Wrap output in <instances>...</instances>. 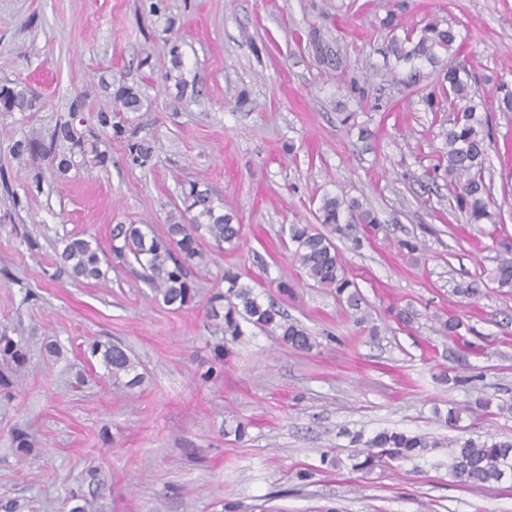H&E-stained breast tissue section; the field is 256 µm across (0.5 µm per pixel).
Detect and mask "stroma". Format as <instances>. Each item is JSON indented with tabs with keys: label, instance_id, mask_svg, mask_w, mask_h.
I'll return each mask as SVG.
<instances>
[{
	"label": "stroma",
	"instance_id": "obj_1",
	"mask_svg": "<svg viewBox=\"0 0 512 512\" xmlns=\"http://www.w3.org/2000/svg\"><path fill=\"white\" fill-rule=\"evenodd\" d=\"M0 0V84L28 87L34 112H0V332L27 363L0 386V505L69 512L82 487L96 512H512V480L473 487L448 462L459 438L512 437V290L485 281L460 301L459 281L492 270L512 246V112H493L486 178L501 219L468 223L445 183L426 172L441 156L449 112L427 111L399 84L408 67L389 54L388 10L409 28L454 22L482 94L512 88V0ZM326 24L349 63L346 79L320 71L306 44ZM180 46L197 94L177 97L161 70L166 39ZM150 65H141L143 57ZM138 88L143 108L117 119L155 143L132 165L113 140L105 166L27 185L40 157L16 159L84 95L95 127L108 101L101 76ZM385 84L390 98L354 96L348 80ZM353 123H346V116ZM210 187L236 213L242 245L205 240L197 297L174 312L152 300L139 266L113 264L105 281L55 277V247L91 235L110 250L117 223L163 226L181 190ZM346 194L373 208L375 227L335 236L369 317L355 324L330 292L293 265L289 225L315 221L319 200ZM420 249L407 253L399 241ZM249 274L313 337L294 351L251 324L226 336L206 316L225 268ZM289 291H282L281 282ZM412 315L403 324L400 312ZM458 317L456 335L441 323ZM122 344L143 373L113 385L85 343ZM59 346L58 354L46 350ZM489 399L486 408L473 401ZM460 411L457 428L445 423ZM247 434L235 439L237 422ZM422 434L434 448L355 469L351 438L382 430ZM30 446L18 452L16 436Z\"/></svg>",
	"mask_w": 512,
	"mask_h": 512
}]
</instances>
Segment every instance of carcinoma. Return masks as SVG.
Wrapping results in <instances>:
<instances>
[{
  "instance_id": "obj_1",
  "label": "carcinoma",
  "mask_w": 512,
  "mask_h": 512,
  "mask_svg": "<svg viewBox=\"0 0 512 512\" xmlns=\"http://www.w3.org/2000/svg\"><path fill=\"white\" fill-rule=\"evenodd\" d=\"M308 45L322 68L333 73L343 72L346 62L338 40L321 28L311 29L307 36ZM458 32L448 23L436 19L428 20L417 32L416 38L391 39L390 52L397 62L410 65L404 80L409 87L420 82L417 61L432 66L441 62V55L455 58L439 81L438 90H431L421 97V102L433 112L439 109L438 95L448 99L456 115L449 126L442 129L444 141L442 161L428 172L432 182L443 180L448 183L455 207L463 212L470 224L493 222V203L489 184L485 180V163L491 148L490 112L491 107L483 104V112L477 111L472 98L477 93L473 74L465 62L458 60L461 45L457 44ZM170 67L165 78L174 82L180 92L196 89L198 79H187L184 65L175 44L169 49ZM142 106L139 89L120 82L110 94L107 106L97 112L96 120L107 136L125 138L128 157L132 163L145 166L153 158L154 145L147 138L125 135L119 123L112 122L116 112H137ZM41 109L37 97L25 86L0 85V112H31ZM84 111V98L77 95L70 101L68 118L56 121L48 141L20 139L13 144L17 158L39 154L48 162V170L66 173L73 168L88 167L106 161L108 151L100 149L99 135L91 129H80L77 123L84 122L79 114ZM317 221L330 231L343 234L351 224L370 226L378 223L375 213L362 206L356 199L325 194L317 209ZM216 245H239L240 225L234 223V216L221 212L220 206L207 188L197 183L183 189L182 205L167 213L166 230L157 234L149 224H116L112 228V257H107L97 239L66 236L61 239V250L57 252L56 271L75 280H101L105 278L102 266L113 260L129 265L138 264L143 269V278L153 293L154 299L166 306L181 310L196 298L197 291L189 278L192 267H200L205 258L199 230ZM288 237L294 244L293 260L305 275L321 287L336 294L339 301L359 312L363 297L357 285L347 278L343 263L332 239L310 224H291ZM488 278L500 288L512 289V260H503L488 273ZM226 292H216L208 298L209 315L224 317V335L233 338L242 334L240 320L253 323L267 331L281 336L283 342L295 350L307 351L313 347L312 337L299 325L288 321L272 304H263L255 285L242 280V274L230 268L224 270ZM481 279L458 283L454 292L467 299L480 293ZM91 357L99 359L112 384L133 387L141 376L137 363L127 350L118 343H103L91 340L87 344ZM0 356L8 357L18 368L23 367L26 353L20 341L0 333ZM356 444H363L359 454L365 459L356 464L368 468L387 457L407 459L416 452L431 447L422 435L396 431H381L364 441L358 437ZM458 452L454 455L448 470L463 482L483 484L499 482L512 477V439L480 440L466 438L457 442Z\"/></svg>"
}]
</instances>
